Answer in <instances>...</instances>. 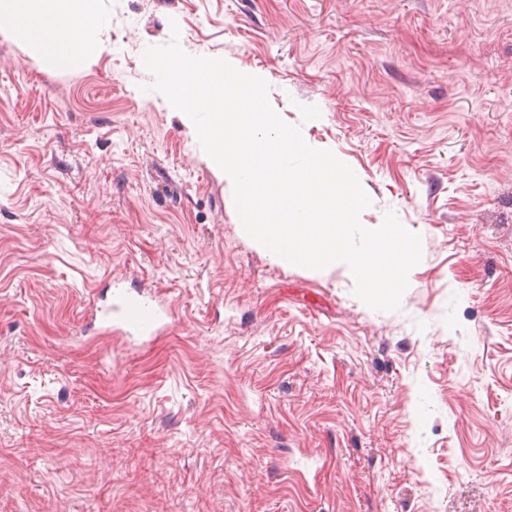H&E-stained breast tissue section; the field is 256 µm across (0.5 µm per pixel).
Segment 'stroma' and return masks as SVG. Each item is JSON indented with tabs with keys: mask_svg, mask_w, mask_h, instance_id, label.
Instances as JSON below:
<instances>
[{
	"mask_svg": "<svg viewBox=\"0 0 512 512\" xmlns=\"http://www.w3.org/2000/svg\"><path fill=\"white\" fill-rule=\"evenodd\" d=\"M0 29V512H512V0H97ZM265 79L420 234L395 312L276 263L147 47ZM172 307L130 344L109 288ZM96 0H1L0 27L12 29L35 48L42 64L61 59L83 64L100 53Z\"/></svg>",
	"mask_w": 512,
	"mask_h": 512,
	"instance_id": "obj_1",
	"label": "stroma"
}]
</instances>
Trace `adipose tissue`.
<instances>
[{"mask_svg":"<svg viewBox=\"0 0 512 512\" xmlns=\"http://www.w3.org/2000/svg\"><path fill=\"white\" fill-rule=\"evenodd\" d=\"M96 0H0V27L18 32L45 67L66 59L85 63L100 53Z\"/></svg>","mask_w":512,"mask_h":512,"instance_id":"1","label":"adipose tissue"}]
</instances>
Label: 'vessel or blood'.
Here are the masks:
<instances>
[{
    "label": "vessel or blood",
    "instance_id": "b4317fda",
    "mask_svg": "<svg viewBox=\"0 0 512 512\" xmlns=\"http://www.w3.org/2000/svg\"><path fill=\"white\" fill-rule=\"evenodd\" d=\"M105 315L112 319L116 330L143 341L150 340L160 327L171 324L173 319L171 308L121 289L113 291Z\"/></svg>",
    "mask_w": 512,
    "mask_h": 512
}]
</instances>
